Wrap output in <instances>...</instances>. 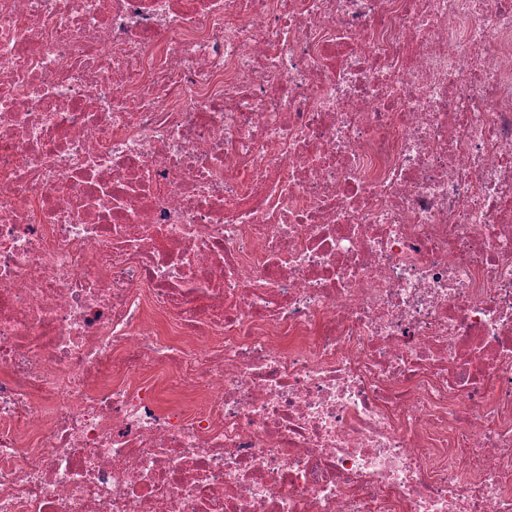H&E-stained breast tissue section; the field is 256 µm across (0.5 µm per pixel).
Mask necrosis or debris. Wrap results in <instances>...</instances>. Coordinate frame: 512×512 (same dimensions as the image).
<instances>
[{"label":"necrosis or debris","instance_id":"1","mask_svg":"<svg viewBox=\"0 0 512 512\" xmlns=\"http://www.w3.org/2000/svg\"><path fill=\"white\" fill-rule=\"evenodd\" d=\"M0 512H512V0H0Z\"/></svg>","mask_w":512,"mask_h":512}]
</instances>
